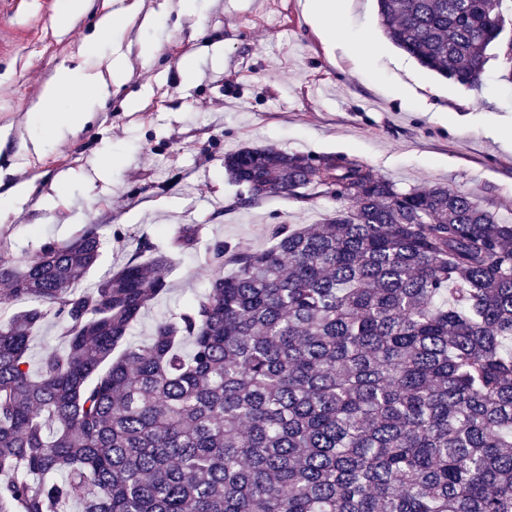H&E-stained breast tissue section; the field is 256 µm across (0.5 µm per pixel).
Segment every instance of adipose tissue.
I'll use <instances>...</instances> for the list:
<instances>
[{"label":"adipose tissue","mask_w":512,"mask_h":512,"mask_svg":"<svg viewBox=\"0 0 512 512\" xmlns=\"http://www.w3.org/2000/svg\"><path fill=\"white\" fill-rule=\"evenodd\" d=\"M129 77L126 57L121 52H113L106 71L89 72L83 68H59L43 90L36 124L41 132L59 134L72 132L84 127L91 114L86 105L88 94L97 95L99 101H106L111 88L123 84ZM69 99V107H61L62 99Z\"/></svg>","instance_id":"adipose-tissue-1"}]
</instances>
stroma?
<instances>
[{"mask_svg":"<svg viewBox=\"0 0 512 512\" xmlns=\"http://www.w3.org/2000/svg\"><path fill=\"white\" fill-rule=\"evenodd\" d=\"M174 0H85L59 22L61 0H21L0 14V226L26 261L48 241L98 224L107 240L98 271L123 264L139 238L167 252L181 224L261 250L277 224H317L335 213L328 197L306 202L271 194L241 205L224 155L273 146L303 154L354 156L398 188L446 185L512 224V84L490 61L481 89L425 70L393 46L375 0H350L348 40L326 43L304 0H198L191 15ZM121 10L111 40L81 50L99 18ZM159 53L144 62L141 48ZM130 78L90 103L91 121L33 152L30 120L63 66L105 69L113 47ZM135 110L124 108L126 100ZM115 163L100 172L98 160ZM168 292L130 333L178 312L208 284L204 250L172 256Z\"/></svg>","mask_w":512,"mask_h":512,"instance_id":"35a3bbf8","label":"stroma"}]
</instances>
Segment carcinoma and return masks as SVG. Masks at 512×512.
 I'll list each match as a JSON object with an SVG mask.
<instances>
[{"mask_svg":"<svg viewBox=\"0 0 512 512\" xmlns=\"http://www.w3.org/2000/svg\"><path fill=\"white\" fill-rule=\"evenodd\" d=\"M377 13L437 75L477 89L493 57L512 84V0ZM224 170L241 205L341 208L262 250L209 241L208 287L138 344L168 291L148 238L81 289L101 225L21 267L0 231V512H512V224L344 154L243 147ZM199 242L182 224L171 247ZM58 328L47 322L36 334L31 343L30 356L33 362L40 357L43 347L47 344H58Z\"/></svg>","mask_w":512,"mask_h":512,"instance_id":"cac0c4a2","label":"carcinoma"}]
</instances>
